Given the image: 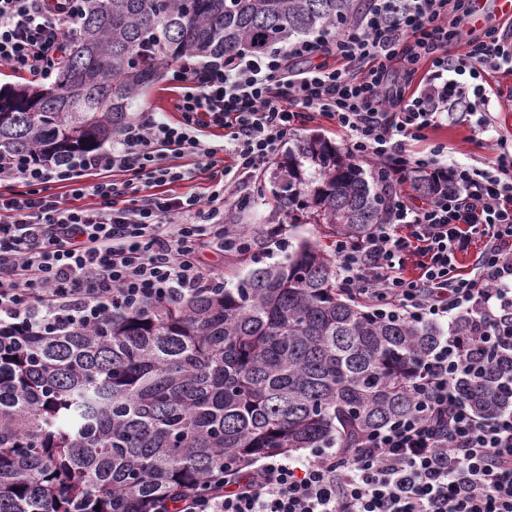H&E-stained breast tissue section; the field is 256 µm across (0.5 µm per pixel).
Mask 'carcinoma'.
<instances>
[{"instance_id": "obj_1", "label": "carcinoma", "mask_w": 512, "mask_h": 512, "mask_svg": "<svg viewBox=\"0 0 512 512\" xmlns=\"http://www.w3.org/2000/svg\"><path fill=\"white\" fill-rule=\"evenodd\" d=\"M361 0H85L55 81L0 86V154L65 160L133 121L165 66L260 53L359 17ZM330 238L381 223L390 188L336 145L288 149L270 188ZM432 323L382 320L339 290L333 252L301 240L220 289L108 314L92 327H0V512H154L224 468L300 448H354L408 414ZM512 351L460 397L512 409Z\"/></svg>"}]
</instances>
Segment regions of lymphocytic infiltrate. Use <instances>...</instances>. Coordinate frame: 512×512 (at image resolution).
<instances>
[{
    "label": "lymphocytic infiltrate",
    "instance_id": "lymphocytic-infiltrate-1",
    "mask_svg": "<svg viewBox=\"0 0 512 512\" xmlns=\"http://www.w3.org/2000/svg\"><path fill=\"white\" fill-rule=\"evenodd\" d=\"M82 2L0 0V68L52 79ZM473 3L371 0L342 32L172 71L178 124L129 123L110 149L69 161L0 155V322L44 329L223 286L204 253L255 246L225 223L226 194L304 119L329 117L351 157L390 168L385 221L334 253L344 292L381 317L448 322L415 360L412 411L349 450L226 468L223 485L182 496L178 512H512V411L480 416L457 389L488 363L494 318L512 309V143L496 137L480 168L429 141L452 98L464 115L482 111L472 135L488 132L479 80L512 66V25L469 27ZM209 127L226 130L224 145L200 139ZM197 170L211 174L206 193L171 192ZM418 172L438 190L416 205L404 187Z\"/></svg>",
    "mask_w": 512,
    "mask_h": 512
}]
</instances>
